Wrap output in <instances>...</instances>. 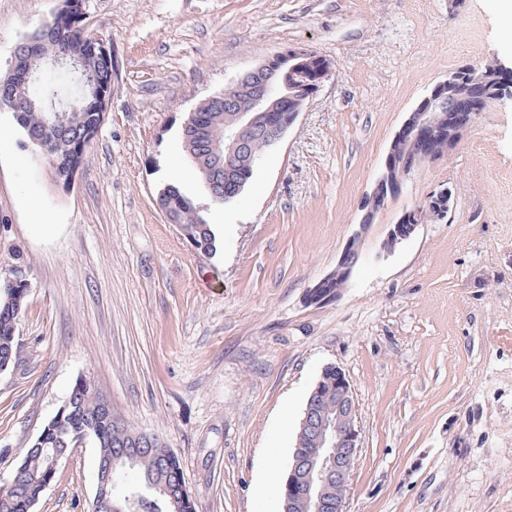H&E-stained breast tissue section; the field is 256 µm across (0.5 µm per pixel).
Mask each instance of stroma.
Masks as SVG:
<instances>
[{
	"mask_svg": "<svg viewBox=\"0 0 512 512\" xmlns=\"http://www.w3.org/2000/svg\"><path fill=\"white\" fill-rule=\"evenodd\" d=\"M59 0H0V75ZM112 46L108 115L70 187L0 112V272L30 284L0 372V487L90 378L180 459L196 512H281L323 366L361 429L348 512H512V100L421 164L362 238L337 301L306 304L362 218L395 132L463 64L512 66L492 0H88ZM297 46L330 72L246 189L210 201L187 163L190 112ZM175 184L223 235L197 252L166 223ZM448 187L447 219L384 251ZM97 454L72 449L33 512H90ZM448 195V210L450 203V192L447 189L441 190L437 194V198L442 203V206L433 213L429 209L423 210V207H416L405 211L396 224H393L386 240L383 243L385 251H391L397 244L409 238L416 230L419 224H423L430 220L444 219L446 215V207L443 202L446 201Z\"/></svg>",
	"mask_w": 512,
	"mask_h": 512,
	"instance_id": "obj_1",
	"label": "stroma"
}]
</instances>
